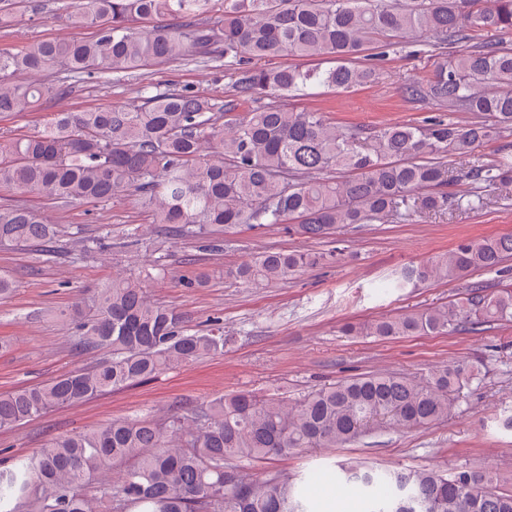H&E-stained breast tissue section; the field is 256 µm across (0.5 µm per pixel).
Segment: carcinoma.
<instances>
[{
    "mask_svg": "<svg viewBox=\"0 0 512 512\" xmlns=\"http://www.w3.org/2000/svg\"><path fill=\"white\" fill-rule=\"evenodd\" d=\"M22 0H0V30ZM74 0L68 19L98 28L91 40L45 38L16 51L0 49V116L31 112L62 99L66 77L140 67L224 60L234 67L233 96L273 101L224 120L214 99L159 91L133 107L60 109L41 128L0 140V187L70 203H102L133 191L152 223L171 233L203 235L219 227L294 223L320 239L351 224H383L397 216L443 214L449 187L466 180L512 193V147L485 161L479 146L512 132V48L466 46L481 29L512 32V0ZM156 24L143 29L137 21ZM427 34L441 49L434 77L404 93L427 99L450 117L422 125L346 129L322 112H294L276 102L288 93L326 88L351 92L375 79L357 59L376 36ZM318 59L325 68L257 67L250 60ZM454 112H469L459 121ZM460 161L452 175L443 158ZM55 224L19 205L0 204V247L37 245L54 257ZM512 258V233L461 240L446 253L405 268L395 287L457 281ZM306 251H263L240 265L247 283L286 280L314 268ZM76 346L111 356L48 383L0 392V428L53 409L155 379L206 356L224 353L220 327L190 331L185 317L151 300L140 282L117 275L79 298ZM512 322V290L470 286L442 308L346 324V336L478 332ZM482 364H449L413 377L392 371L354 376L290 404L249 391L204 400L189 413L170 408L153 420L120 419L50 439L34 457L0 467V512H310L288 473L240 466L266 463L303 448L355 443L387 427L409 432L435 425L465 401ZM114 464L126 469L104 478ZM367 512H512V491L485 472L459 469L378 470L341 467Z\"/></svg>",
    "mask_w": 512,
    "mask_h": 512,
    "instance_id": "obj_1",
    "label": "carcinoma"
}]
</instances>
